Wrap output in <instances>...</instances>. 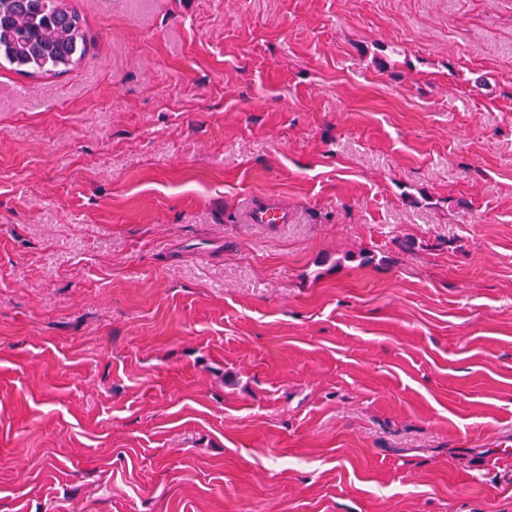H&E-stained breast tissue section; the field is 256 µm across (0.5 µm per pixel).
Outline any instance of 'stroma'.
Returning a JSON list of instances; mask_svg holds the SVG:
<instances>
[{"label":"stroma","instance_id":"1","mask_svg":"<svg viewBox=\"0 0 512 512\" xmlns=\"http://www.w3.org/2000/svg\"><path fill=\"white\" fill-rule=\"evenodd\" d=\"M67 4L0 68V512H512V0ZM65 1L0 0V67L59 75L81 58L82 21ZM246 220L249 224H286L289 214L278 206L253 203L247 210Z\"/></svg>","mask_w":512,"mask_h":512}]
</instances>
